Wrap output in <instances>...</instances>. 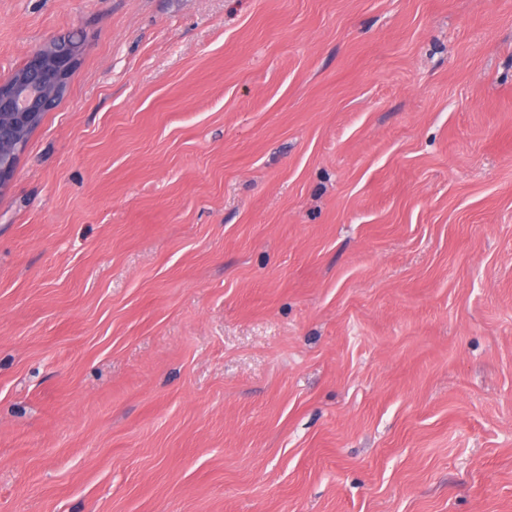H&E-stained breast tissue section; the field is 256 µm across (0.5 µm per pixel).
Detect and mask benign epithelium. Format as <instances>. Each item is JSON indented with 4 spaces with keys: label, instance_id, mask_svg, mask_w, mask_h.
<instances>
[{
    "label": "benign epithelium",
    "instance_id": "benign-epithelium-1",
    "mask_svg": "<svg viewBox=\"0 0 512 512\" xmlns=\"http://www.w3.org/2000/svg\"><path fill=\"white\" fill-rule=\"evenodd\" d=\"M79 48L69 54H50L42 47L27 63L0 82V190L11 180L14 154L23 148L25 132L38 105L61 89L64 75L76 64Z\"/></svg>",
    "mask_w": 512,
    "mask_h": 512
}]
</instances>
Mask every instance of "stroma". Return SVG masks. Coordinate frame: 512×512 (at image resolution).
<instances>
[{
    "label": "stroma",
    "mask_w": 512,
    "mask_h": 512,
    "mask_svg": "<svg viewBox=\"0 0 512 512\" xmlns=\"http://www.w3.org/2000/svg\"><path fill=\"white\" fill-rule=\"evenodd\" d=\"M68 36L0 512H512V0H0V81Z\"/></svg>",
    "instance_id": "stroma-1"
}]
</instances>
